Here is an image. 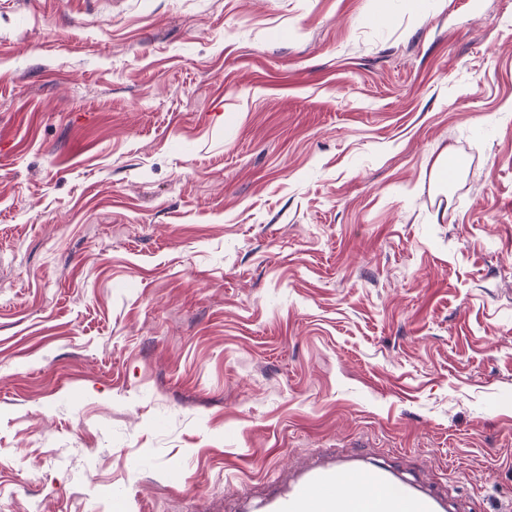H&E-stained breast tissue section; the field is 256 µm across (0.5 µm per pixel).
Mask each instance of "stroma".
<instances>
[{"label":"stroma","instance_id":"1","mask_svg":"<svg viewBox=\"0 0 512 512\" xmlns=\"http://www.w3.org/2000/svg\"><path fill=\"white\" fill-rule=\"evenodd\" d=\"M317 450L512 512V0H0V512Z\"/></svg>","mask_w":512,"mask_h":512}]
</instances>
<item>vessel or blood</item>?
I'll return each mask as SVG.
<instances>
[{
  "instance_id": "1",
  "label": "vessel or blood",
  "mask_w": 512,
  "mask_h": 512,
  "mask_svg": "<svg viewBox=\"0 0 512 512\" xmlns=\"http://www.w3.org/2000/svg\"><path fill=\"white\" fill-rule=\"evenodd\" d=\"M447 492L417 486L362 456L327 457L268 495L263 512H454Z\"/></svg>"
}]
</instances>
